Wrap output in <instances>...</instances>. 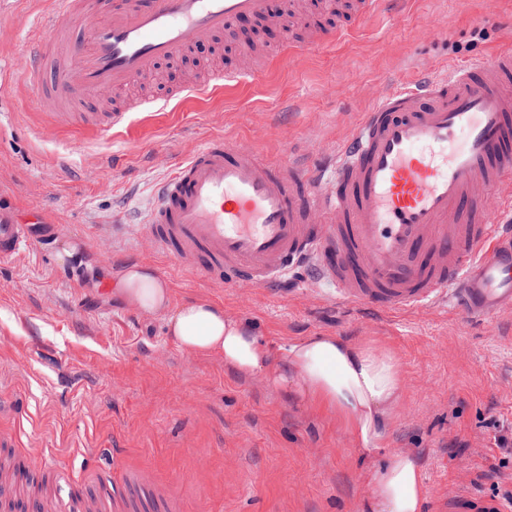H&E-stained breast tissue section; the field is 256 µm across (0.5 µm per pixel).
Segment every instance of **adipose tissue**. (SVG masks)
<instances>
[{
    "instance_id": "obj_1",
    "label": "adipose tissue",
    "mask_w": 512,
    "mask_h": 512,
    "mask_svg": "<svg viewBox=\"0 0 512 512\" xmlns=\"http://www.w3.org/2000/svg\"><path fill=\"white\" fill-rule=\"evenodd\" d=\"M118 287L134 307L164 314L168 335L185 352L223 356L225 365L241 375H269L279 387L335 411L359 449L372 454L384 448L404 386L400 363L386 346L308 336L290 343L276 364L253 324L207 299L171 306L168 284L147 267H127ZM366 486L370 512L423 510L422 468L411 455L385 456L367 472Z\"/></svg>"
}]
</instances>
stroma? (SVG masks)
I'll list each match as a JSON object with an SVG mask.
<instances>
[{"mask_svg":"<svg viewBox=\"0 0 512 512\" xmlns=\"http://www.w3.org/2000/svg\"><path fill=\"white\" fill-rule=\"evenodd\" d=\"M46 0H0V202L37 215L34 247L0 262V397L21 422L22 455L43 460L58 512L99 494L97 476L139 472L179 512H364L363 474L384 453L422 465L424 512L512 485V313L476 321L441 308L378 314L336 302L297 274L270 291L201 281L127 224L153 186L213 136L292 163L330 160L371 106L376 87H403L512 48V0H405L393 14L353 21L312 12L332 42L259 66L231 90L153 106L98 136L66 124L52 134L15 60ZM446 20V33L422 38ZM237 43L218 34L163 63L146 98L238 68ZM112 252L98 255L99 243ZM70 258H63L66 248ZM152 267L172 304L202 297L255 323L273 350L305 336L375 340L404 378L384 452L359 451L329 408L243 376L217 355H190L163 315L130 306L117 286L129 265ZM497 471H490V464Z\"/></svg>","mask_w":512,"mask_h":512,"instance_id":"35a3bbf8","label":"stroma"}]
</instances>
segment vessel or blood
I'll return each mask as SVG.
<instances>
[{"mask_svg": "<svg viewBox=\"0 0 512 512\" xmlns=\"http://www.w3.org/2000/svg\"><path fill=\"white\" fill-rule=\"evenodd\" d=\"M398 0H345L361 20ZM300 0H51L19 67L60 122L107 134L139 106L100 98L132 88L239 18L301 27ZM245 72L209 69L174 99L229 88ZM142 235L212 284L270 288L302 269L337 299L389 312L441 306L469 319L512 310V49L439 80L380 93L332 167L264 158L224 137L205 140L158 184ZM29 225L0 209V260L31 246ZM114 512L133 490L102 479Z\"/></svg>", "mask_w": 512, "mask_h": 512, "instance_id": "obj_1", "label": "vessel or blood"}]
</instances>
